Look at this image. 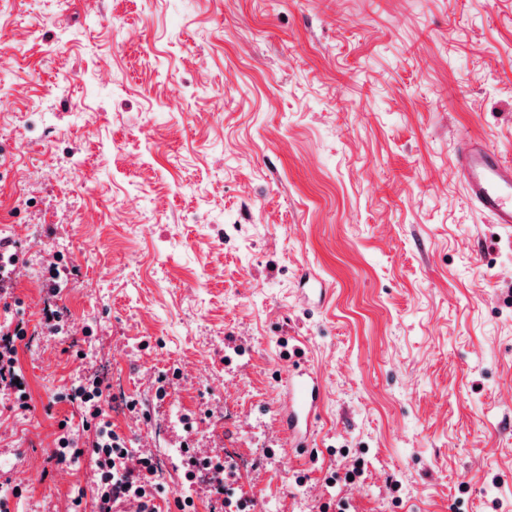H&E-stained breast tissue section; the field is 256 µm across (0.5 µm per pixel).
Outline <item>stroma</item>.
Here are the masks:
<instances>
[{"label":"stroma","mask_w":512,"mask_h":512,"mask_svg":"<svg viewBox=\"0 0 512 512\" xmlns=\"http://www.w3.org/2000/svg\"><path fill=\"white\" fill-rule=\"evenodd\" d=\"M465 135L512 159V0H0V238L25 258L0 326L32 336L9 512H96L90 457L48 460L89 365L128 447L231 456L259 512H512V227L468 202ZM290 351L325 391L303 454Z\"/></svg>","instance_id":"35a3bbf8"}]
</instances>
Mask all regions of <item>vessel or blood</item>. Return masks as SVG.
<instances>
[{
    "instance_id": "1",
    "label": "vessel or blood",
    "mask_w": 512,
    "mask_h": 512,
    "mask_svg": "<svg viewBox=\"0 0 512 512\" xmlns=\"http://www.w3.org/2000/svg\"><path fill=\"white\" fill-rule=\"evenodd\" d=\"M454 166L467 199L492 223L512 227V161L491 151L480 138L458 140ZM288 402L279 419L288 435L289 447L297 448L308 434L323 398V385L316 371L294 368L286 380Z\"/></svg>"
}]
</instances>
